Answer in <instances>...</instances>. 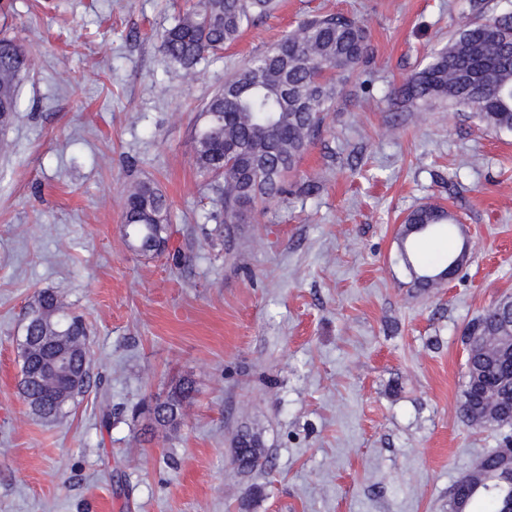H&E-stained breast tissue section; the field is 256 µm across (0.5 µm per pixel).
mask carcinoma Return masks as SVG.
<instances>
[{"mask_svg":"<svg viewBox=\"0 0 512 512\" xmlns=\"http://www.w3.org/2000/svg\"><path fill=\"white\" fill-rule=\"evenodd\" d=\"M279 0H198L164 31L160 48L182 70L190 73L208 56L235 43L255 21L272 16ZM366 28L341 14H325L303 22L274 48L253 57L224 80L203 105L205 123L196 132V168L222 202L225 230L252 224L258 208L275 202L284 192L288 175L320 133L328 112L341 93V82L366 57ZM24 48L0 38V125L10 124L17 112L16 89L30 70ZM512 88V13L469 25L434 52L428 64L394 93V104L404 112L436 103L474 112L486 126L512 131V101L498 90ZM127 245L139 254L166 250L171 236V207L165 194L150 181L137 183L124 203ZM460 220L440 205H424L404 219L400 259L421 288H434L449 267L464 259L452 252L433 274L419 273L414 243L419 231L451 237ZM512 322V298L499 301L468 326H482L489 336L499 323ZM48 334L70 336L75 348L69 368L52 386L38 381V360L30 355L32 341ZM88 329L80 315L66 312L56 295L38 293L30 309L20 344L22 360L19 392L29 411L40 419L61 417L73 398L91 386ZM499 365L482 353L468 355L464 389L479 406L486 386L499 373ZM189 379L171 387L165 399L150 405L156 423L175 426L186 402L195 396ZM234 463L242 471L263 466L258 437L242 430L236 441Z\"/></svg>","mask_w":512,"mask_h":512,"instance_id":"cac0c4a2","label":"carcinoma"}]
</instances>
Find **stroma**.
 Listing matches in <instances>:
<instances>
[{
  "label": "stroma",
  "instance_id": "1",
  "mask_svg": "<svg viewBox=\"0 0 512 512\" xmlns=\"http://www.w3.org/2000/svg\"><path fill=\"white\" fill-rule=\"evenodd\" d=\"M185 0H0V38L33 60L0 130V512H451V492L512 425L464 422L462 336L512 297V132L394 89L512 0H282L193 74L160 49ZM358 19L369 59L291 179L314 184L225 233L197 173L201 107L225 77L324 12ZM171 203L160 255L126 243L128 188ZM438 204L467 246L416 287L398 234ZM88 328L92 384L54 421L18 390L37 293ZM198 389L177 426L144 406ZM112 424L103 427L102 414ZM267 468L237 471L242 427Z\"/></svg>",
  "mask_w": 512,
  "mask_h": 512
}]
</instances>
